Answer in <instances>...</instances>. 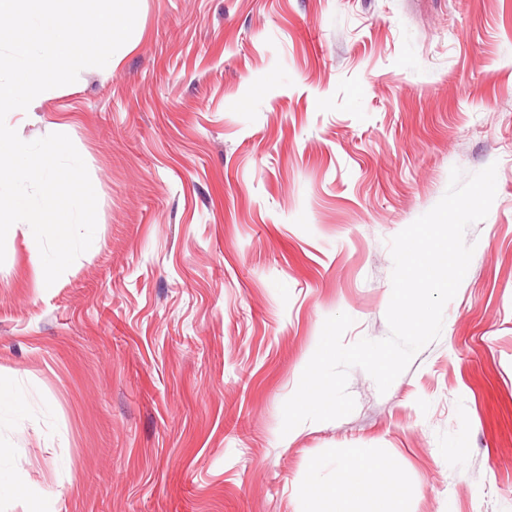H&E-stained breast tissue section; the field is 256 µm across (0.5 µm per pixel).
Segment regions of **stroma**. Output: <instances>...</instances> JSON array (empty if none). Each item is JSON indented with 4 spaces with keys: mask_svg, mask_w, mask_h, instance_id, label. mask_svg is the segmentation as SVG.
Here are the masks:
<instances>
[{
    "mask_svg": "<svg viewBox=\"0 0 512 512\" xmlns=\"http://www.w3.org/2000/svg\"><path fill=\"white\" fill-rule=\"evenodd\" d=\"M6 122L69 128L97 196L53 284L0 264V512H364L347 449L400 512H512V0H139L130 39ZM496 165L440 337L349 415L282 433L328 317L388 336L389 241ZM373 480L368 461L364 460L360 448H350L348 460L336 467V485L349 493L365 497Z\"/></svg>",
    "mask_w": 512,
    "mask_h": 512,
    "instance_id": "stroma-1",
    "label": "stroma"
}]
</instances>
